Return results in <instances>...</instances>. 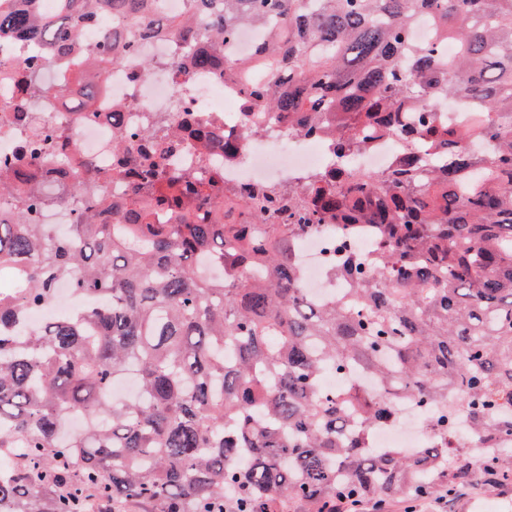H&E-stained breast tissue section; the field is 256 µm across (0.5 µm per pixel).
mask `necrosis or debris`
I'll return each mask as SVG.
<instances>
[{"label": "necrosis or debris", "mask_w": 512, "mask_h": 512, "mask_svg": "<svg viewBox=\"0 0 512 512\" xmlns=\"http://www.w3.org/2000/svg\"><path fill=\"white\" fill-rule=\"evenodd\" d=\"M176 40L154 37L139 42L134 54L120 59L106 76V86L100 98L97 114L90 121H75L72 131L79 144V159L88 163L93 173L102 175L106 193H115L116 187L105 173L112 165V123L109 114L118 109L125 113L128 125L145 126L150 117L164 113L172 120H180L176 102L193 107L198 114L220 116L213 130L215 139L236 147L230 158L213 153L209 167L226 184L245 188L256 185H302L309 173L335 170L337 159L328 137H298L288 131L287 125L274 112L240 114L235 120L223 121L225 105H239L238 88L225 82L222 72L211 70L184 75L175 71L170 61L179 57ZM152 61L151 69H144V61ZM253 125L260 133L253 138L242 135L243 125ZM411 143L397 138H375L369 147L359 152V169L368 172L387 170L394 157L411 150ZM341 230L333 224L319 225L315 232L301 238L297 263L301 270L299 285L306 295L324 302L338 295L343 283L334 277L329 266L332 254L328 248L339 237ZM432 416L423 414L410 401L399 402L395 419L380 427L372 436L376 448L425 447L433 436Z\"/></svg>", "instance_id": "obj_1"}]
</instances>
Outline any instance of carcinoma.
<instances>
[{
    "label": "carcinoma",
    "instance_id": "1",
    "mask_svg": "<svg viewBox=\"0 0 512 512\" xmlns=\"http://www.w3.org/2000/svg\"><path fill=\"white\" fill-rule=\"evenodd\" d=\"M0 0V45L42 54L0 71L26 99L73 88L42 83L61 64L72 79L103 77L138 42L178 40L181 73L224 70L245 85L244 106L277 112L303 137L328 136L345 160L366 130L419 140L435 161L403 152L381 174L341 168L283 190L227 188L184 166L214 118L185 133L157 116L131 129L112 113L115 180L100 192L73 163V132L51 123L25 156L0 160V448L18 449L0 479V512H282L290 502L328 512L341 497L392 502L455 489L495 469L512 474V447L470 456L448 473L440 444L410 453L373 448L393 400L425 410L462 395L481 439L512 435V0H191L166 23L154 0ZM109 15L129 27L81 44ZM421 17L434 35L415 42ZM261 25L253 56L226 61L241 26ZM456 47L453 72L442 47ZM100 85L81 84L74 111L95 117ZM466 101L455 125L418 109L426 98ZM496 144L470 150L474 141ZM70 207L62 232L48 207ZM316 224L367 225L362 258L336 239L346 288L323 303L299 288L298 240ZM223 275H207L209 260ZM66 282L94 307L25 331L28 315ZM359 369L386 397L358 387L320 395L322 371ZM138 399L107 403L119 377ZM70 411L84 415L68 431Z\"/></svg>",
    "mask_w": 512,
    "mask_h": 512
}]
</instances>
